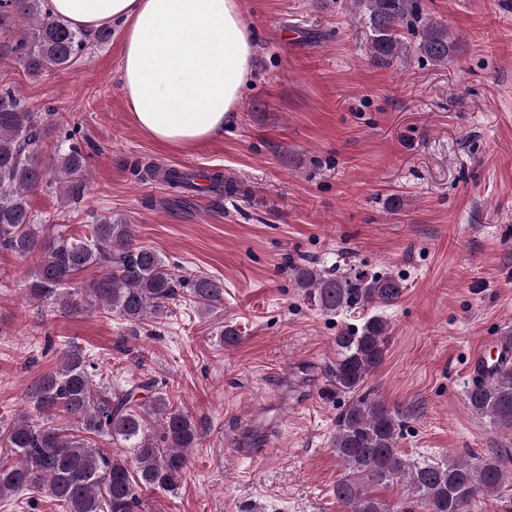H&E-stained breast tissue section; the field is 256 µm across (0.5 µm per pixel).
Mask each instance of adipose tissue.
<instances>
[{
	"mask_svg": "<svg viewBox=\"0 0 512 512\" xmlns=\"http://www.w3.org/2000/svg\"><path fill=\"white\" fill-rule=\"evenodd\" d=\"M77 29L119 27L120 77L137 127L190 147L221 135L254 74L241 0H49Z\"/></svg>",
	"mask_w": 512,
	"mask_h": 512,
	"instance_id": "1",
	"label": "adipose tissue"
}]
</instances>
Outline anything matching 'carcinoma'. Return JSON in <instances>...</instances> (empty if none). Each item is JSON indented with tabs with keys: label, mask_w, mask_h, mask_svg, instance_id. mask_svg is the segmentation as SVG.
I'll return each mask as SVG.
<instances>
[{
	"label": "carcinoma",
	"mask_w": 512,
	"mask_h": 512,
	"mask_svg": "<svg viewBox=\"0 0 512 512\" xmlns=\"http://www.w3.org/2000/svg\"><path fill=\"white\" fill-rule=\"evenodd\" d=\"M364 23L371 57L387 62L423 57L444 64L456 40L443 24L424 23L420 0H350ZM112 30L75 29L47 10V0H0V59L37 78L65 68L107 43ZM41 112L16 87L0 83V250L35 263L26 297L67 317L98 308L135 326L170 317L182 303L209 314L224 306V282L185 271L155 250L135 243L134 225L110 216L88 225L87 235H46L32 210L38 190L58 191L61 204L83 197L88 155L77 125ZM140 178L173 190L195 187L197 175L176 167L149 166ZM88 287L75 285L89 268ZM298 287L325 315L394 305L402 294L389 273L356 266L341 271L299 267ZM386 319L374 313L337 334L331 382L347 403L336 418L332 445L344 476L334 493L345 512H473L477 498L498 494L501 512H512V472L503 455L410 460L397 448L407 414L366 391L369 376L385 359ZM496 362L484 366L466 392L475 415L512 436V331L500 338ZM150 393L148 402L137 392ZM25 411L0 434V500L26 493L53 499L62 512H144V490H176L189 452L203 434L191 416L170 405L153 378L112 387L98 362L72 345L56 369L45 373ZM119 443L132 461L101 447ZM401 482L409 503L391 505L371 486Z\"/></svg>",
	"instance_id": "carcinoma-1"
}]
</instances>
